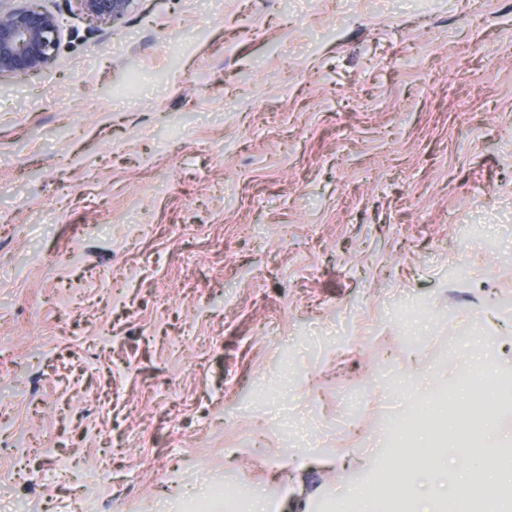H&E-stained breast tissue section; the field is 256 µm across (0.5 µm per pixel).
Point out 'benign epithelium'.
Returning a JSON list of instances; mask_svg holds the SVG:
<instances>
[{"instance_id": "7a95c632", "label": "benign epithelium", "mask_w": 512, "mask_h": 512, "mask_svg": "<svg viewBox=\"0 0 512 512\" xmlns=\"http://www.w3.org/2000/svg\"><path fill=\"white\" fill-rule=\"evenodd\" d=\"M21 5L0 9V78L22 76L41 69L58 47L55 16L19 0ZM80 10L96 19L125 14L132 0H77Z\"/></svg>"}]
</instances>
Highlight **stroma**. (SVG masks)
Here are the masks:
<instances>
[{
    "label": "stroma",
    "instance_id": "35a3bbf8",
    "mask_svg": "<svg viewBox=\"0 0 512 512\" xmlns=\"http://www.w3.org/2000/svg\"><path fill=\"white\" fill-rule=\"evenodd\" d=\"M132 0L0 79V483L67 512L298 487L401 451L390 380L512 365V0ZM260 17L258 36L242 28ZM464 255L467 269L453 262ZM480 319L494 337L463 352ZM69 481L72 485V494L69 502L70 511H99L100 507L96 508V505L86 506L85 504L89 501V487L86 483L85 477L83 478L79 474H70Z\"/></svg>",
    "mask_w": 512,
    "mask_h": 512
}]
</instances>
